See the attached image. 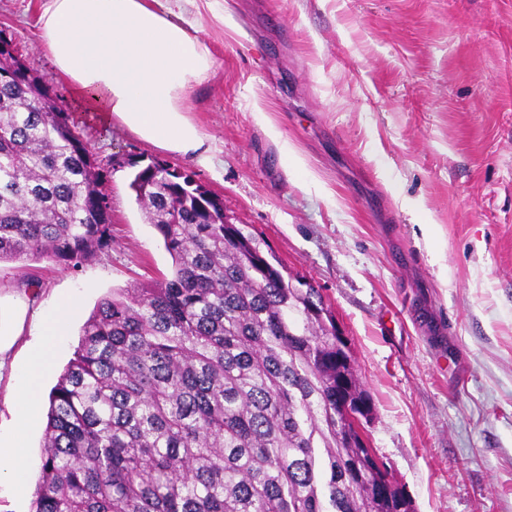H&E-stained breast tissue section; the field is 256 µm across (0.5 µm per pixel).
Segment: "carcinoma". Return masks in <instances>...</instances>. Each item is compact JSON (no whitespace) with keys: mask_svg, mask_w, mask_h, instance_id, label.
<instances>
[{"mask_svg":"<svg viewBox=\"0 0 512 512\" xmlns=\"http://www.w3.org/2000/svg\"><path fill=\"white\" fill-rule=\"evenodd\" d=\"M26 72L0 79V262L77 268L112 241L104 175ZM130 189L172 274L112 290L85 322L49 395L34 512H409L341 424L371 397L319 290L191 176L159 162Z\"/></svg>","mask_w":512,"mask_h":512,"instance_id":"obj_1","label":"carcinoma"}]
</instances>
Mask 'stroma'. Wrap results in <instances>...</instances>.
Masks as SVG:
<instances>
[{
    "label": "stroma",
    "instance_id": "stroma-1",
    "mask_svg": "<svg viewBox=\"0 0 512 512\" xmlns=\"http://www.w3.org/2000/svg\"><path fill=\"white\" fill-rule=\"evenodd\" d=\"M189 93L209 170L139 139L64 82L42 0H0V35L107 173L110 246L73 269L0 263L44 308L76 298L50 382L112 289L170 276L129 188L142 156L190 171L231 222L318 288L371 396L379 461L417 512H512V0H216Z\"/></svg>",
    "mask_w": 512,
    "mask_h": 512
}]
</instances>
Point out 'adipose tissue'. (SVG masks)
Returning a JSON list of instances; mask_svg holds the SVG:
<instances>
[{"mask_svg": "<svg viewBox=\"0 0 512 512\" xmlns=\"http://www.w3.org/2000/svg\"><path fill=\"white\" fill-rule=\"evenodd\" d=\"M45 0L40 40L69 84L90 91L128 131L165 152L216 166L219 149L194 122L189 91L207 80L212 59L197 36L213 0ZM28 289L0 290V377L8 376L13 406L10 427L0 430V489L24 496L28 489L29 429L40 416L42 383L70 320L63 299L40 314ZM38 336L24 361L15 348L30 324Z\"/></svg>", "mask_w": 512, "mask_h": 512, "instance_id": "1", "label": "adipose tissue"}]
</instances>
